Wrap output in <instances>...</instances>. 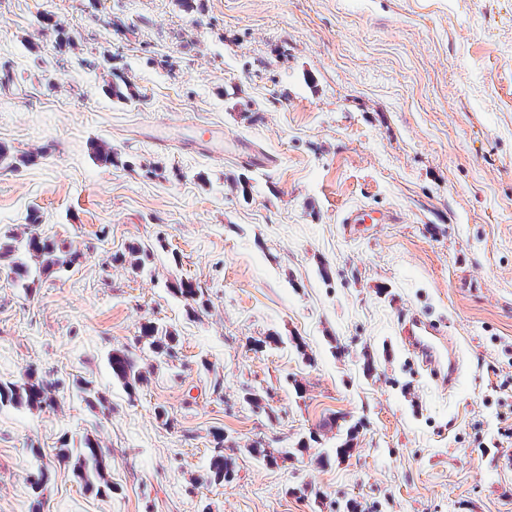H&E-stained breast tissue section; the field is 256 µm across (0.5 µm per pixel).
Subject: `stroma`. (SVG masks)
Here are the masks:
<instances>
[{
    "instance_id": "1",
    "label": "stroma",
    "mask_w": 512,
    "mask_h": 512,
    "mask_svg": "<svg viewBox=\"0 0 512 512\" xmlns=\"http://www.w3.org/2000/svg\"><path fill=\"white\" fill-rule=\"evenodd\" d=\"M0 146V245L81 252L27 290L0 259V381L61 382L0 408V512H512V0H0ZM405 310L454 337L451 391ZM87 437L99 493L55 456ZM142 339L148 344L149 348L157 355L163 358H171L174 355L175 346L173 345V336L166 328L159 327L153 323L144 324L141 327ZM109 364L114 379L133 393L143 380L134 353L126 348L115 349L109 357ZM59 385V381L40 376L30 367L24 368L18 379L0 382V406H24L29 409L49 406L55 400L53 393Z\"/></svg>"
}]
</instances>
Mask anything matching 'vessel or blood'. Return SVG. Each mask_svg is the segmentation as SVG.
<instances>
[{
	"label": "vessel or blood",
	"instance_id": "b4317fda",
	"mask_svg": "<svg viewBox=\"0 0 512 512\" xmlns=\"http://www.w3.org/2000/svg\"><path fill=\"white\" fill-rule=\"evenodd\" d=\"M399 335L403 346L429 371L441 388L454 386L459 367L444 326L419 313L410 312L400 318Z\"/></svg>",
	"mask_w": 512,
	"mask_h": 512
}]
</instances>
